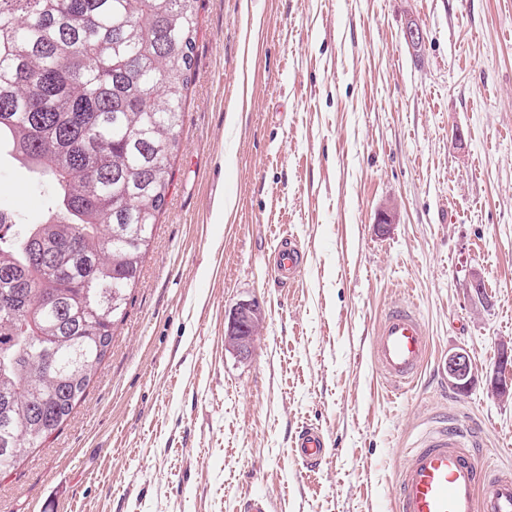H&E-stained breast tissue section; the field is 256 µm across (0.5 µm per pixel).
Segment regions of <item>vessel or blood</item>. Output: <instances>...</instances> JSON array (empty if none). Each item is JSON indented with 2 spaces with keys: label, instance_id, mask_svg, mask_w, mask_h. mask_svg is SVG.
Returning <instances> with one entry per match:
<instances>
[{
  "label": "vessel or blood",
  "instance_id": "vessel-or-blood-1",
  "mask_svg": "<svg viewBox=\"0 0 512 512\" xmlns=\"http://www.w3.org/2000/svg\"><path fill=\"white\" fill-rule=\"evenodd\" d=\"M302 264L297 244L283 243L275 260L280 282L293 284ZM373 358L392 391H406L414 383L429 360V342L412 304L399 300L384 312L374 337ZM326 451L318 429L299 430L293 452L307 468H316ZM394 502L396 512H512V467L483 463L463 424L432 425L403 451Z\"/></svg>",
  "mask_w": 512,
  "mask_h": 512
}]
</instances>
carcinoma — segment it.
<instances>
[{
    "label": "carcinoma",
    "mask_w": 512,
    "mask_h": 512,
    "mask_svg": "<svg viewBox=\"0 0 512 512\" xmlns=\"http://www.w3.org/2000/svg\"><path fill=\"white\" fill-rule=\"evenodd\" d=\"M197 0H0V150L50 200L0 215V474L84 399L166 204Z\"/></svg>",
    "instance_id": "obj_1"
}]
</instances>
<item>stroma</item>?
Segmentation results:
<instances>
[{
    "label": "stroma",
    "mask_w": 512,
    "mask_h": 512,
    "mask_svg": "<svg viewBox=\"0 0 512 512\" xmlns=\"http://www.w3.org/2000/svg\"><path fill=\"white\" fill-rule=\"evenodd\" d=\"M197 21L127 314L84 400L0 477V512H241L255 493L271 512H394L401 448L448 415L512 465V399L487 390L512 342V0H197ZM0 205L47 213L6 156ZM285 238L305 254L290 287ZM400 294L430 357L398 395L370 349ZM248 301L263 324L244 359L224 328ZM458 349L465 390L443 370ZM307 425L328 444L312 471L292 455Z\"/></svg>",
    "instance_id": "1"
}]
</instances>
